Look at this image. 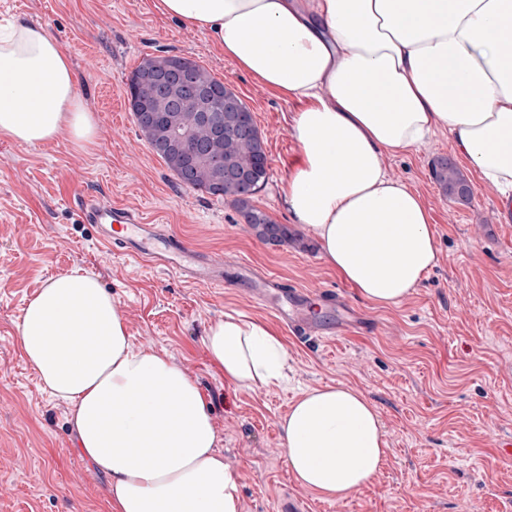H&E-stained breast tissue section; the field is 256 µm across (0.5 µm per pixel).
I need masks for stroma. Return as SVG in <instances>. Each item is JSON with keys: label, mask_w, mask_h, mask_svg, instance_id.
<instances>
[{"label": "stroma", "mask_w": 512, "mask_h": 512, "mask_svg": "<svg viewBox=\"0 0 512 512\" xmlns=\"http://www.w3.org/2000/svg\"><path fill=\"white\" fill-rule=\"evenodd\" d=\"M7 20L39 23L59 42L97 132L84 148L65 135L37 146L0 135V512H111L106 477L74 446L67 405L43 391L19 344L28 301L76 268L111 292L135 349L167 353L202 389L243 512H278L291 497L307 512H512V456L503 452L512 441V225L496 209L501 190L465 163L457 168L469 200L443 195L431 164L453 156L450 134L384 158L388 177L428 204L440 262L399 305L379 307L336 276L313 232L290 224L280 205L284 167L298 155L288 133L296 102L237 70L205 34L162 16L151 0H0ZM167 54L204 66L252 110L269 158L253 203L287 225L286 241L259 238L230 203L182 185L141 137L125 80L145 57ZM81 193L106 195L290 287L343 293L371 326L298 339L242 289L219 292L114 256L75 209ZM228 316L279 333L287 383L225 381L203 338ZM339 384L376 405L389 450L369 484L335 503L294 480L279 422L301 392Z\"/></svg>", "instance_id": "35a3bbf8"}]
</instances>
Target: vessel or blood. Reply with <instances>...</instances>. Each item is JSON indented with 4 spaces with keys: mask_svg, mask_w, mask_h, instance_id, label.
I'll return each mask as SVG.
<instances>
[{
    "mask_svg": "<svg viewBox=\"0 0 512 512\" xmlns=\"http://www.w3.org/2000/svg\"><path fill=\"white\" fill-rule=\"evenodd\" d=\"M79 209L85 222L97 225L101 244L113 255L153 265L188 283L208 288L249 282L250 298L259 304L266 303L272 295L281 296L276 311L297 337L312 334L332 337L366 327L361 315L344 297L320 290L317 298L328 308L343 313L335 323L322 326L300 310V290L259 274L246 262L226 263L223 253L197 250L178 234L146 223L138 211L113 204L102 196H80Z\"/></svg>",
    "mask_w": 512,
    "mask_h": 512,
    "instance_id": "obj_1",
    "label": "vessel or blood"
}]
</instances>
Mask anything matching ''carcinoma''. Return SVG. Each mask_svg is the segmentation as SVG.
Listing matches in <instances>:
<instances>
[{"label": "carcinoma", "mask_w": 512, "mask_h": 512, "mask_svg": "<svg viewBox=\"0 0 512 512\" xmlns=\"http://www.w3.org/2000/svg\"><path fill=\"white\" fill-rule=\"evenodd\" d=\"M151 61L150 57L143 59L126 79L127 94L132 107L140 103L147 108H154L155 87L141 79L143 68ZM191 77L198 87L218 89L220 95L208 101L210 109L214 112H232L236 121L234 125L224 129L221 149L212 152L211 159L202 161L189 170L185 186L230 201L237 207L244 223L252 229L260 230V235L264 237L271 240L288 237L287 229L252 205L254 195L266 184L268 157L264 140L249 107L234 90H224V83L196 62L193 63ZM176 125L188 131L200 146L212 147V127L200 121L192 107H186L178 115ZM432 175L444 194L463 200L470 196L469 186L460 177L450 159L437 158L432 166Z\"/></svg>", "instance_id": "carcinoma-1"}]
</instances>
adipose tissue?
Instances as JSON below:
<instances>
[{
  "instance_id": "obj_1",
  "label": "adipose tissue",
  "mask_w": 512,
  "mask_h": 512,
  "mask_svg": "<svg viewBox=\"0 0 512 512\" xmlns=\"http://www.w3.org/2000/svg\"><path fill=\"white\" fill-rule=\"evenodd\" d=\"M209 36L235 67L299 102V148L280 194L337 274L380 307L400 304L439 262L419 193L383 159L449 132L486 182L512 190V0H154ZM95 122L74 70L44 26L0 27V135L84 145ZM44 389L69 408L80 455L107 480L112 512H242L201 389L168 354L134 349L98 277L50 278L18 325ZM207 353L225 380L267 388L287 378L276 333L234 317L211 325ZM280 427L296 482L341 500L386 459L381 416L358 389L311 388Z\"/></svg>"
}]
</instances>
